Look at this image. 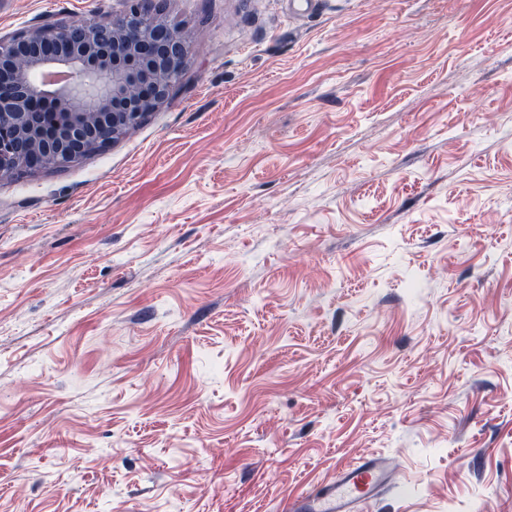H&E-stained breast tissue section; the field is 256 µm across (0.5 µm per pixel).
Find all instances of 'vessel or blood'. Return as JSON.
Returning <instances> with one entry per match:
<instances>
[{"instance_id":"vessel-or-blood-1","label":"vessel or blood","mask_w":512,"mask_h":512,"mask_svg":"<svg viewBox=\"0 0 512 512\" xmlns=\"http://www.w3.org/2000/svg\"><path fill=\"white\" fill-rule=\"evenodd\" d=\"M393 482L389 459L366 454L339 466L335 477L319 487L289 498L284 512H361Z\"/></svg>"}]
</instances>
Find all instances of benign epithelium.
I'll use <instances>...</instances> for the list:
<instances>
[{
	"label": "benign epithelium",
	"mask_w": 512,
	"mask_h": 512,
	"mask_svg": "<svg viewBox=\"0 0 512 512\" xmlns=\"http://www.w3.org/2000/svg\"><path fill=\"white\" fill-rule=\"evenodd\" d=\"M185 43L157 0L0 37V177L66 167L112 145L172 93Z\"/></svg>",
	"instance_id": "benign-epithelium-1"
}]
</instances>
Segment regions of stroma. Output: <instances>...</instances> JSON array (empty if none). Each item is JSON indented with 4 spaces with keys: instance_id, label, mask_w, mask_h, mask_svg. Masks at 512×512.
<instances>
[{
    "instance_id": "obj_1",
    "label": "stroma",
    "mask_w": 512,
    "mask_h": 512,
    "mask_svg": "<svg viewBox=\"0 0 512 512\" xmlns=\"http://www.w3.org/2000/svg\"><path fill=\"white\" fill-rule=\"evenodd\" d=\"M125 0H0V36ZM179 91L0 178V512H512V0H166ZM390 461L366 454L341 465L336 476L319 487L288 499L285 512H359L394 483Z\"/></svg>"
}]
</instances>
